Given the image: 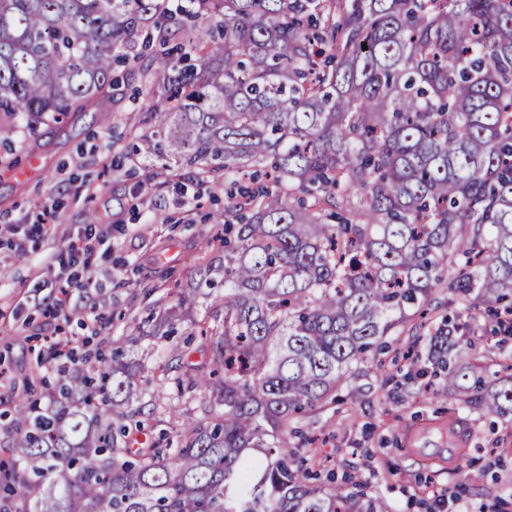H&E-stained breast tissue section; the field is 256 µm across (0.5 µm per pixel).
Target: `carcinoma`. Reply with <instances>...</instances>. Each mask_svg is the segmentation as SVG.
Wrapping results in <instances>:
<instances>
[{"instance_id": "1", "label": "carcinoma", "mask_w": 512, "mask_h": 512, "mask_svg": "<svg viewBox=\"0 0 512 512\" xmlns=\"http://www.w3.org/2000/svg\"><path fill=\"white\" fill-rule=\"evenodd\" d=\"M0 0V117L24 127L119 102L124 63L153 104L162 167L224 184V291L178 360L176 441L133 447L143 367L59 362L47 407L13 395L0 512H390L320 481L296 415L336 391L433 290L512 293V0ZM367 49H362V43ZM206 264L183 307L209 296ZM428 361L448 394L512 416V374Z\"/></svg>"}]
</instances>
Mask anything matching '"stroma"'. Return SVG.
<instances>
[{"label":"stroma","mask_w":512,"mask_h":512,"mask_svg":"<svg viewBox=\"0 0 512 512\" xmlns=\"http://www.w3.org/2000/svg\"><path fill=\"white\" fill-rule=\"evenodd\" d=\"M151 101L146 92L129 87L115 110L71 114L63 123L38 125L31 142L40 161L24 182L0 176V413L10 410L13 384L35 378L38 398L47 390L39 379L51 376L50 364H37V353L49 350L57 323L46 305L57 286V268L48 258L64 249L87 225L109 231L112 253H96L87 271L100 290L102 330L69 324L77 342L122 348L141 361V406L150 413L152 435L172 431L168 405L177 403L174 386L159 388L158 366L169 363V342L184 343L191 323L178 322L172 339L143 340L130 345L132 323L154 329L159 321L156 302L198 282L196 259L207 255L221 264L224 250L214 239L219 225L210 214L223 211L222 189L203 181L195 167L163 172L155 187L144 180L157 164L146 152L145 129L138 122ZM51 206L44 215L43 206ZM95 221H88L87 212ZM46 221L47 233L16 253L10 226L27 231ZM151 285L144 294L143 285ZM429 325L410 321L388 337L379 361L359 363L340 387L338 400L295 421L301 437L316 441L336 478H349L366 492L381 496L391 512H446L435 495L445 492L458 512H488L498 500L512 497V417L486 414L479 405H461L449 395L442 378L427 371L426 361L405 363L403 350L426 354L429 339L442 320H449L460 360L479 359L500 366L512 363V296L490 315L484 305L453 289L432 294ZM469 428V452L454 468L428 459L426 452L445 447L439 435L449 420ZM421 430L424 452L405 456L403 432ZM493 475L482 495L466 490V476L480 468Z\"/></svg>","instance_id":"35a3bbf8"}]
</instances>
